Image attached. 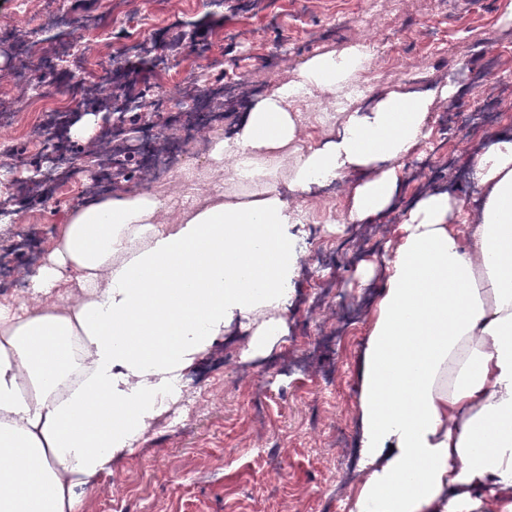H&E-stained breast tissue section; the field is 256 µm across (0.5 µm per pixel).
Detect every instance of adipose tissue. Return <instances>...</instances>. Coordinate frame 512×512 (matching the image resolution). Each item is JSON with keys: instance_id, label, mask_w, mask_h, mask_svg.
I'll return each mask as SVG.
<instances>
[{"instance_id": "obj_1", "label": "adipose tissue", "mask_w": 512, "mask_h": 512, "mask_svg": "<svg viewBox=\"0 0 512 512\" xmlns=\"http://www.w3.org/2000/svg\"><path fill=\"white\" fill-rule=\"evenodd\" d=\"M370 66L358 46L306 60L212 140L190 205L126 189L67 212L29 301L0 303V512H77L76 487L152 429L214 336L248 321L260 348L286 333L292 199L357 173L351 222L392 206L434 102L456 89L394 91L335 123L299 110L304 94L349 95ZM311 118L327 130L309 144ZM470 174L471 201L420 197L389 246L360 349L348 512H512V136Z\"/></svg>"}]
</instances>
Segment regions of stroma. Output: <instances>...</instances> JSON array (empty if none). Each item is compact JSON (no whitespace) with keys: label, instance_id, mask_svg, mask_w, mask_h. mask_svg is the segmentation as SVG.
Masks as SVG:
<instances>
[{"label":"stroma","instance_id":"35a3bbf8","mask_svg":"<svg viewBox=\"0 0 512 512\" xmlns=\"http://www.w3.org/2000/svg\"><path fill=\"white\" fill-rule=\"evenodd\" d=\"M124 12L153 46L163 44L178 15L200 22L195 45L167 63L174 72L193 67L207 81L221 76L276 86L310 57L357 43L366 23L383 38L370 74L377 92L405 84L400 57L411 59L430 85L491 64L512 78V0H479L472 8L456 0H406L382 13L371 0H262L254 9H231L225 0H125ZM437 41L445 43L444 55H437ZM203 47L220 66L200 61ZM18 52L12 38H0V86L10 104L22 106L34 87L14 78ZM383 261L367 252L357 264L329 271L331 302L374 301L377 280L362 281L357 271L382 268ZM364 329L357 324L347 348L325 345L319 359L320 367L339 368L352 388ZM250 340V330L237 327L215 341L226 355L223 365H211L205 353L196 358L193 366L205 376L197 392L204 414L176 430L158 423L111 471L77 487L81 512H112L117 501L123 512H323L322 500H335L331 426L354 428L353 404L314 406L309 398L323 385L318 369L295 380L277 376L275 348L251 356L244 348ZM242 366L272 382L264 426L252 420L249 384L236 377Z\"/></svg>","mask_w":512,"mask_h":512}]
</instances>
